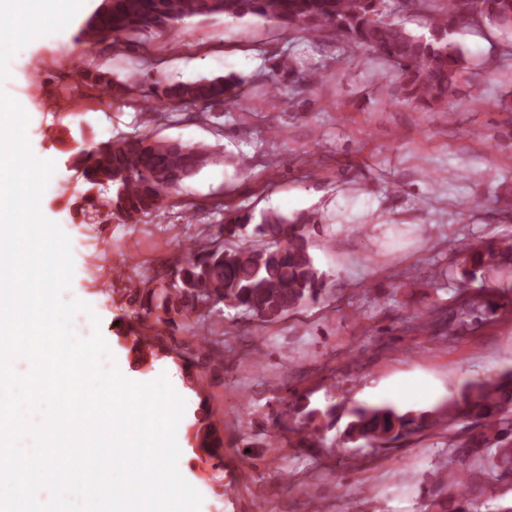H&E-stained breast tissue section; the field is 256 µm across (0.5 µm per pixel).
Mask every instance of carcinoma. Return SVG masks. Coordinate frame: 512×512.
I'll return each mask as SVG.
<instances>
[{
	"mask_svg": "<svg viewBox=\"0 0 512 512\" xmlns=\"http://www.w3.org/2000/svg\"><path fill=\"white\" fill-rule=\"evenodd\" d=\"M426 14L428 34L417 35L396 20L400 13ZM254 16L303 33L319 53L329 45L322 31L330 28L351 49L390 63L395 69V100L431 110L449 98L474 100L467 55L451 36L461 26L477 30L512 28V0H448L437 8L435 0H112V9H95L75 42L110 43L135 33L159 34L194 17ZM87 82L108 88L109 97H122L135 84L107 80L83 65ZM288 78L300 86L314 81L296 77L286 59L276 65L270 89ZM241 95L233 77L200 78L163 85L158 81L144 97L160 104L209 108ZM217 161L213 150L179 140L137 134L108 140L75 157V168L96 179L98 196L93 208L125 223H138L164 206L168 196ZM318 219L301 213L293 217L269 215L258 224L241 208L226 210L208 243L169 266L153 288L144 289L147 311H156V323L171 332L189 329L217 312V306L239 309L249 320L276 322L296 313L304 304L327 293L326 274L312 252ZM460 288L451 317L421 313L410 322L427 330L448 324L454 336L497 314V290L468 296V285L489 274L512 269V242H462L456 249ZM347 417L340 433L341 446L363 441L372 448L390 449L414 435L449 428L466 420L471 433L448 441V464L437 473L435 485L448 490L443 500L432 499L430 512H512V505L495 511L480 500L486 491L512 492V370L465 385L445 405L429 410H401L390 405H358L350 409L329 405L324 409L296 406L275 415L282 432H302V447H321L327 432ZM206 423L196 429L197 447L219 456V428Z\"/></svg>",
	"mask_w": 512,
	"mask_h": 512,
	"instance_id": "obj_1",
	"label": "carcinoma"
}]
</instances>
